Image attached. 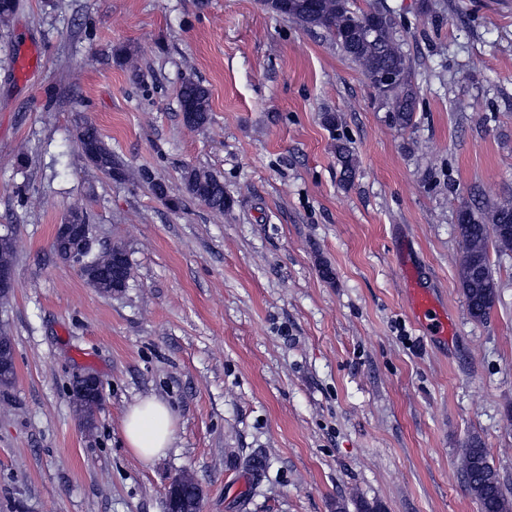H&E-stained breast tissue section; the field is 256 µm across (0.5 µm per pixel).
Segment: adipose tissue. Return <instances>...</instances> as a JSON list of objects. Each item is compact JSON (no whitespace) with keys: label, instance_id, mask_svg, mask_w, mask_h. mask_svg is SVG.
Here are the masks:
<instances>
[{"label":"adipose tissue","instance_id":"adipose-tissue-1","mask_svg":"<svg viewBox=\"0 0 512 512\" xmlns=\"http://www.w3.org/2000/svg\"><path fill=\"white\" fill-rule=\"evenodd\" d=\"M123 434L128 450L143 464H152L173 444V415L158 399L138 401L129 406L124 415Z\"/></svg>","mask_w":512,"mask_h":512}]
</instances>
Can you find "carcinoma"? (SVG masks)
I'll return each instance as SVG.
<instances>
[{"instance_id":"carcinoma-1","label":"carcinoma","mask_w":512,"mask_h":512,"mask_svg":"<svg viewBox=\"0 0 512 512\" xmlns=\"http://www.w3.org/2000/svg\"><path fill=\"white\" fill-rule=\"evenodd\" d=\"M271 11L306 27L320 28L336 40V44L358 63L371 86L388 107L394 125L407 128L413 125L417 92L411 82V66L400 50L394 36V21L384 9L364 10L354 0H264ZM392 72L397 80L389 86L376 83V76ZM180 102L194 104L195 127L202 128L210 120V91L194 78L185 79L179 91ZM76 142L104 174L115 179L123 176L122 163L103 141L97 128L88 121L76 126ZM344 180L353 177L356 161L345 144L336 145ZM187 193L213 212L230 208L231 199L224 194V180L196 167L183 171ZM457 231L463 245L459 261L460 282L470 317L484 321L496 304L499 283L489 257V248L500 251L512 249V203L494 207L493 220L483 223L475 210L466 207L458 213ZM102 256L86 257L81 275L91 287L105 293L111 288L112 270L101 269ZM468 492L477 501L480 512H512L499 471L490 463L488 449L478 435L471 436L462 453Z\"/></svg>"}]
</instances>
